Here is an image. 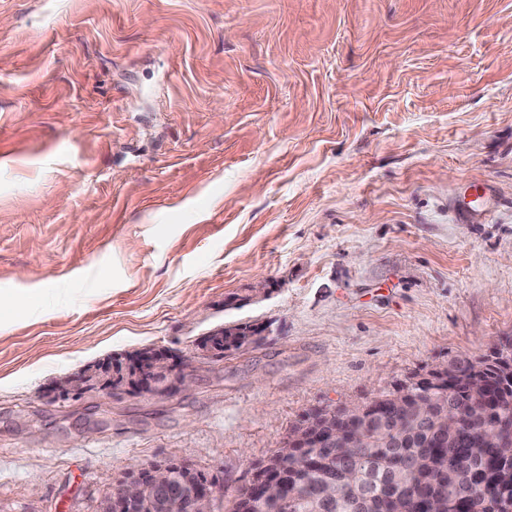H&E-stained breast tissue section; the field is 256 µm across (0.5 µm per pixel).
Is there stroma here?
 Listing matches in <instances>:
<instances>
[{
	"label": "stroma",
	"mask_w": 512,
	"mask_h": 512,
	"mask_svg": "<svg viewBox=\"0 0 512 512\" xmlns=\"http://www.w3.org/2000/svg\"><path fill=\"white\" fill-rule=\"evenodd\" d=\"M240 322L190 392L56 394ZM509 338L512 0H0V512L162 459L232 499L309 410Z\"/></svg>",
	"instance_id": "stroma-1"
}]
</instances>
